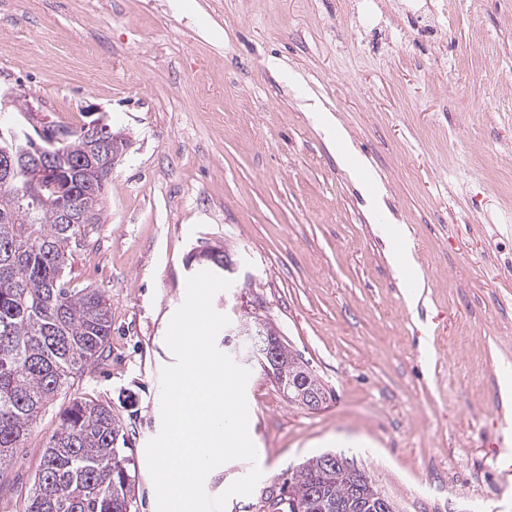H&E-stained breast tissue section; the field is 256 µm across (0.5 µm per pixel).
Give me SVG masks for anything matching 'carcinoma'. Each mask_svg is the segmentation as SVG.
Listing matches in <instances>:
<instances>
[{
  "label": "carcinoma",
  "mask_w": 512,
  "mask_h": 512,
  "mask_svg": "<svg viewBox=\"0 0 512 512\" xmlns=\"http://www.w3.org/2000/svg\"><path fill=\"white\" fill-rule=\"evenodd\" d=\"M83 146L82 133L54 146L61 173L43 181L38 194L19 201L28 178L0 184V476L13 449L22 447L42 409L74 375L99 361L112 335L111 306L95 288L66 286L64 272L83 224L59 223L60 204L80 199L85 214L102 210L105 175L71 173ZM282 362L271 370L279 388L294 401L292 373L304 367L280 345ZM120 421L108 405L73 401L61 415L44 449L26 512H126L135 476L120 447ZM370 477L355 466H328L309 458L290 480L293 512H384L369 492Z\"/></svg>",
  "instance_id": "cac0c4a2"
}]
</instances>
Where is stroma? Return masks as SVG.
Here are the masks:
<instances>
[{"mask_svg":"<svg viewBox=\"0 0 512 512\" xmlns=\"http://www.w3.org/2000/svg\"><path fill=\"white\" fill-rule=\"evenodd\" d=\"M184 2L0 0V90L57 124L105 113L131 140L66 273L108 298L109 347L42 410L0 481V512H26L76 399L120 418L131 512H156L145 447L174 361L164 336L214 246L251 276L215 309L271 322L325 390L308 409L251 372L265 464L225 512H266V491L325 452L365 471L395 512H512L499 402L512 386V10L426 0L444 21L432 45L415 41L396 0L362 29L344 0ZM324 115L348 136V166ZM390 224L411 244L401 275L386 257Z\"/></svg>","mask_w":512,"mask_h":512,"instance_id":"obj_1","label":"stroma"}]
</instances>
